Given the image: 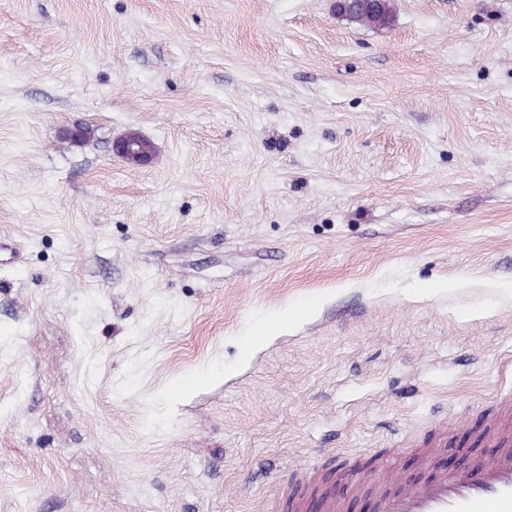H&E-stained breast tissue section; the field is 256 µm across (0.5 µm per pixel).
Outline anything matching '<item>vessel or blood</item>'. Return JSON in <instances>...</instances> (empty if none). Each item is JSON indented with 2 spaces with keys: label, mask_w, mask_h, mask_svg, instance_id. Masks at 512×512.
I'll list each match as a JSON object with an SVG mask.
<instances>
[{
  "label": "vessel or blood",
  "mask_w": 512,
  "mask_h": 512,
  "mask_svg": "<svg viewBox=\"0 0 512 512\" xmlns=\"http://www.w3.org/2000/svg\"><path fill=\"white\" fill-rule=\"evenodd\" d=\"M483 441L492 454H474L463 469H430L408 483L394 479L392 489L376 488L381 512H512V436L488 433Z\"/></svg>",
  "instance_id": "vessel-or-blood-1"
}]
</instances>
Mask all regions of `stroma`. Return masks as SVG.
I'll list each match as a JSON object with an SVG mask.
<instances>
[{"label":"stroma","instance_id":"1","mask_svg":"<svg viewBox=\"0 0 512 512\" xmlns=\"http://www.w3.org/2000/svg\"><path fill=\"white\" fill-rule=\"evenodd\" d=\"M394 7L0 0V512H288L312 463L377 512L351 475L512 426V0ZM336 6L339 14L361 25L385 28L393 22L391 0H374L369 7H358L352 0H338ZM144 138L140 135H128L123 139H117L112 143V152L128 157L130 155H136L139 165H147L152 160L154 151H141V142Z\"/></svg>","mask_w":512,"mask_h":512}]
</instances>
